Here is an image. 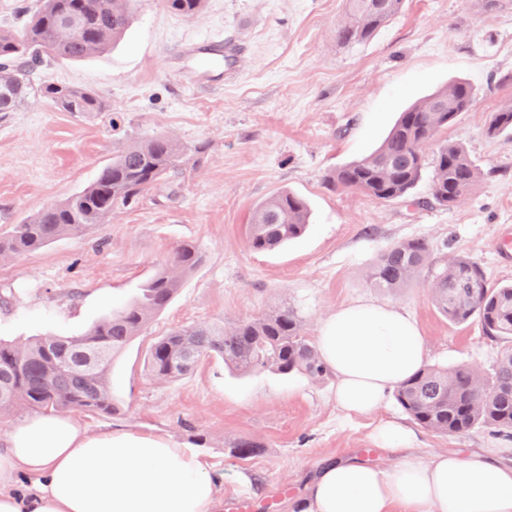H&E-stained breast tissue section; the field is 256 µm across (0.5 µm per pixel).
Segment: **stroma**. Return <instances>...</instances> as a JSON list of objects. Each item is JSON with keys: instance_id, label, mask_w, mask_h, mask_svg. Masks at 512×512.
I'll return each mask as SVG.
<instances>
[{"instance_id": "obj_1", "label": "stroma", "mask_w": 512, "mask_h": 512, "mask_svg": "<svg viewBox=\"0 0 512 512\" xmlns=\"http://www.w3.org/2000/svg\"><path fill=\"white\" fill-rule=\"evenodd\" d=\"M347 0H204L197 17L163 0H140L130 26L103 53L64 60L48 76L94 90L105 111L59 110L32 95L0 118V234L82 190L130 140L165 136L186 152L178 175L99 226L0 261V339L78 335L130 302L179 244H195L201 264L176 298L114 360L111 415L75 412L91 433L161 431L200 453L225 499L252 512H292L315 466L355 457L382 468L395 452L377 446L378 423L410 417L389 400L349 416L332 398L333 380L269 371L244 373L205 358L187 374L155 379L151 344L171 329L230 326L281 306L297 309L307 339L342 305L377 299L408 312L431 364L490 373L505 345L478 322L454 324L431 301L432 275L394 292L372 287L368 270L383 249L428 240L433 268L469 257L495 284L512 283V133H486L491 113L512 107V0H404L366 42L343 46L336 27ZM244 43L235 79L215 63L182 61L190 39ZM456 80L471 83L469 111L425 143L461 146L480 170L471 191L449 206L430 199L423 176L412 199L382 202L333 192L326 176L377 148L400 112ZM203 154H196L197 146ZM302 197L309 231L276 252L248 246L257 206L273 193ZM422 457L495 451L512 463V437L485 427L439 435L415 427ZM257 443V455L232 449ZM248 483H241L240 474Z\"/></svg>"}]
</instances>
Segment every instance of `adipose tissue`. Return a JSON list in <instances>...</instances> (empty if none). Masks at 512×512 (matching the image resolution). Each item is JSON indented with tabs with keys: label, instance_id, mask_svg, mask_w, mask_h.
<instances>
[{
	"label": "adipose tissue",
	"instance_id": "adipose-tissue-1",
	"mask_svg": "<svg viewBox=\"0 0 512 512\" xmlns=\"http://www.w3.org/2000/svg\"><path fill=\"white\" fill-rule=\"evenodd\" d=\"M315 347L335 377L333 397L351 414L385 405L423 368L428 351L406 311L360 299L320 327ZM397 451L393 468L355 459L320 463L304 512H512V465L491 454L421 458L399 422L375 430ZM33 480L17 488L19 474ZM219 483L191 448L162 433H88L70 416L38 413L0 436V512H220Z\"/></svg>",
	"mask_w": 512,
	"mask_h": 512
}]
</instances>
